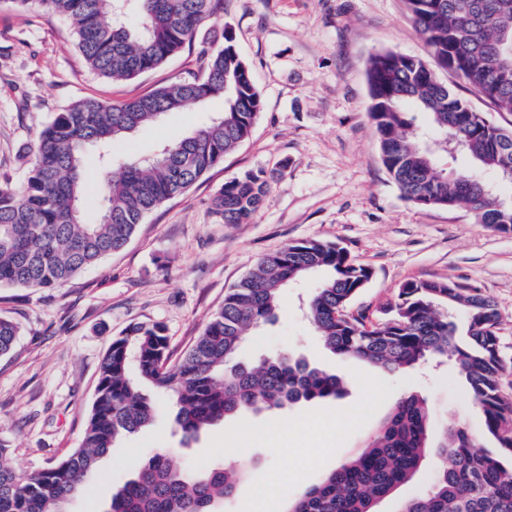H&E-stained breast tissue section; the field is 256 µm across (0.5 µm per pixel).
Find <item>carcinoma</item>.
Returning <instances> with one entry per match:
<instances>
[{"label": "carcinoma", "instance_id": "obj_1", "mask_svg": "<svg viewBox=\"0 0 512 512\" xmlns=\"http://www.w3.org/2000/svg\"><path fill=\"white\" fill-rule=\"evenodd\" d=\"M37 4L65 18L91 71L127 81L152 71L179 53L209 22L221 0H131L139 28L117 20V0H11ZM429 47L432 62L379 52L370 57L369 117L381 161L404 198L422 207L462 208L480 223L512 233V200L491 191L470 166L512 174L495 159L512 160V130L476 118L470 104L437 77L456 70L496 112L512 114V57L501 49L512 35V0H405ZM224 112L151 158L111 174L112 143L127 138L167 112L212 98ZM248 64L232 30L224 47L204 58L203 74L160 86L118 103L82 98L56 113L22 156L27 176L18 186L0 181V286L57 288L84 269L123 249L142 220L164 202L185 194L250 135L261 112ZM428 116L436 136L413 128L411 113ZM466 157L453 178L438 171L436 156L448 137ZM99 150L97 217L86 219L89 188L85 150ZM273 174L247 171L224 182L213 213L224 224H246L264 202ZM323 277L306 303L307 317L323 348L360 360L381 372L414 368L429 358L449 357L478 407L495 453L474 451L476 437L453 422L432 445L425 398H398L365 448L341 462L297 498L291 512H377L376 506L419 471L430 450L439 459L427 492L399 512H512V398L504 391L508 371L501 353L500 313L475 288L454 281L402 284L375 321L350 311L353 298L372 278L335 242L291 243L263 257L257 268L224 295L175 364L159 323L134 324L105 353L81 443L46 468L19 472L0 444V512H68L82 483L114 444L138 432L155 416L156 402L144 390L167 395L173 424L183 439L246 412L283 409L343 395L334 373L302 359L270 355L254 363L238 359L247 332L272 322L289 285ZM466 317V339L448 311ZM19 326L0 316V356L9 354ZM243 470L213 465L177 469L157 451L140 472L110 494L107 512H216Z\"/></svg>", "mask_w": 512, "mask_h": 512}]
</instances>
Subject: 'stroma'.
Masks as SVG:
<instances>
[{
    "instance_id": "obj_1",
    "label": "stroma",
    "mask_w": 512,
    "mask_h": 512,
    "mask_svg": "<svg viewBox=\"0 0 512 512\" xmlns=\"http://www.w3.org/2000/svg\"><path fill=\"white\" fill-rule=\"evenodd\" d=\"M228 29L263 104L250 137L186 194L150 213L122 251L68 284L0 288V316L21 328L13 351L0 357V443L14 466L39 470L77 447L114 337L135 323H158L172 354L180 355L223 304L226 289L292 242H336L370 267L372 278L351 308L374 319L408 281L451 280L478 289L501 312L498 334L512 360V234L464 209L413 205L379 157L368 117L370 57L379 51L430 57L404 0H224L218 20L192 45L121 82L88 69L64 19L36 6H0V179L23 181L20 157L57 112L85 97L121 102L193 79L202 50L222 48ZM223 109V99L215 98L165 114L113 145L115 166L153 155ZM259 169L275 174L262 206L249 223H219L212 200L224 182ZM317 281L313 275L290 286L275 321L249 333L239 358H305L342 379L340 398L231 418L185 446L170 400L156 396L153 423L116 443L69 512H104L111 489L155 449H173L178 466L227 460L248 424L258 435L249 443L246 473L220 512H253L270 490L275 512H287L306 487L366 445L403 394L429 400L435 428L457 421L482 432L452 364L387 375L327 355L299 309ZM311 448L319 451L312 463Z\"/></svg>"
}]
</instances>
